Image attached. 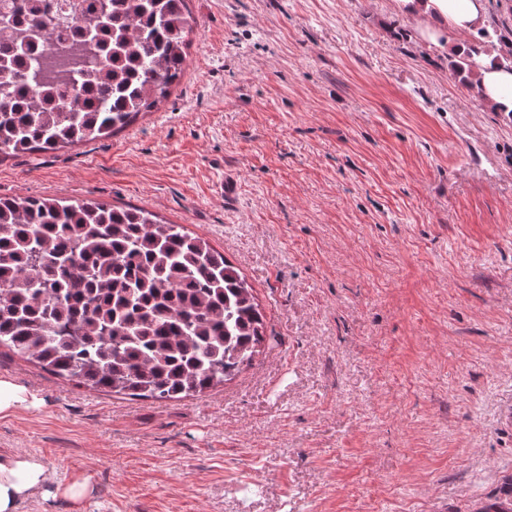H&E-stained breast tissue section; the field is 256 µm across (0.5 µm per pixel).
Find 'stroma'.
<instances>
[{
    "mask_svg": "<svg viewBox=\"0 0 512 512\" xmlns=\"http://www.w3.org/2000/svg\"><path fill=\"white\" fill-rule=\"evenodd\" d=\"M181 83L116 135L0 162V196L148 208L246 277L273 341L213 392L39 405L18 512H474L512 482V118L394 0H190ZM87 480L72 501L63 487Z\"/></svg>",
    "mask_w": 512,
    "mask_h": 512,
    "instance_id": "stroma-1",
    "label": "stroma"
}]
</instances>
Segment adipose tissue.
Segmentation results:
<instances>
[{
  "mask_svg": "<svg viewBox=\"0 0 512 512\" xmlns=\"http://www.w3.org/2000/svg\"><path fill=\"white\" fill-rule=\"evenodd\" d=\"M399 14L418 25L421 37L439 43L444 30L471 33L486 23V0H395ZM474 79L476 95L495 111L512 112V71L497 66L489 52L479 56ZM46 469L32 456L0 457V512H17L21 501L33 496L46 482Z\"/></svg>",
  "mask_w": 512,
  "mask_h": 512,
  "instance_id": "1",
  "label": "adipose tissue"
}]
</instances>
